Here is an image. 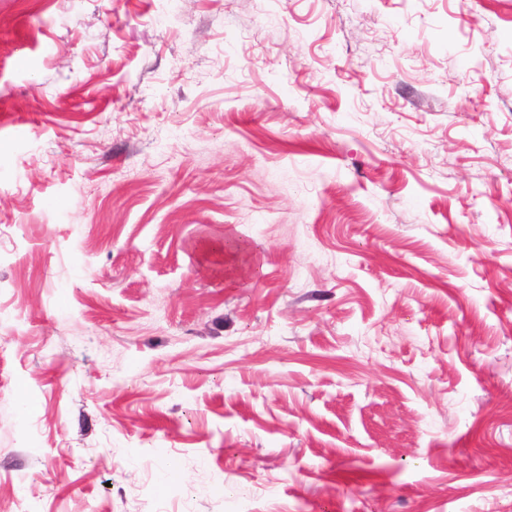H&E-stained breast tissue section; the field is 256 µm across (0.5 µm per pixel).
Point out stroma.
Returning a JSON list of instances; mask_svg holds the SVG:
<instances>
[{
    "mask_svg": "<svg viewBox=\"0 0 512 512\" xmlns=\"http://www.w3.org/2000/svg\"><path fill=\"white\" fill-rule=\"evenodd\" d=\"M0 512H512V0H0Z\"/></svg>",
    "mask_w": 512,
    "mask_h": 512,
    "instance_id": "1",
    "label": "stroma"
}]
</instances>
